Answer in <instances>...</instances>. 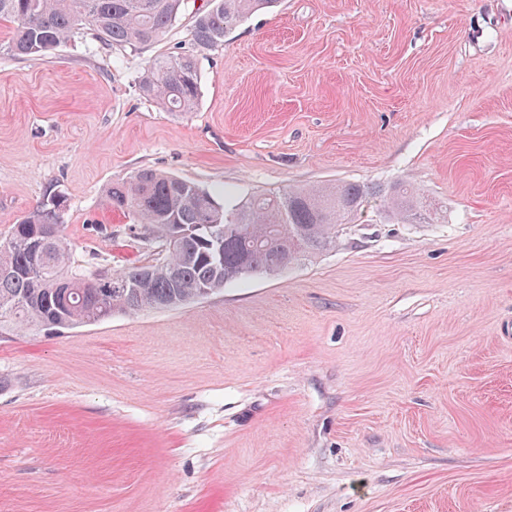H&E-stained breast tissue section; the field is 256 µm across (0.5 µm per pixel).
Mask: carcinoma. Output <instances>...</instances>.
Returning <instances> with one entry per match:
<instances>
[{
	"label": "carcinoma",
	"mask_w": 512,
	"mask_h": 512,
	"mask_svg": "<svg viewBox=\"0 0 512 512\" xmlns=\"http://www.w3.org/2000/svg\"><path fill=\"white\" fill-rule=\"evenodd\" d=\"M276 0H207L193 15L198 50L224 44V36L254 12ZM185 0H0V19L16 24L8 48L43 56L77 27L90 25L108 47L136 48L158 40L173 24ZM142 92L171 112L192 111L199 96L196 56L173 50L152 59L141 77ZM374 198L386 218L419 223L430 203L418 191L398 185L384 192L357 183L288 188L259 194L230 212L197 184L155 169H140L106 191L114 210L130 211L166 256L155 264L119 273L84 274L72 266L64 238L67 197L51 191L0 244V318L29 325L66 328L112 318L116 313L177 309L212 295L228 280L254 274L274 276L279 262L313 257L336 241V226L357 216ZM190 233L170 241V225ZM224 229V260L214 258L210 233ZM45 233L41 253L26 248Z\"/></svg>",
	"instance_id": "obj_1"
}]
</instances>
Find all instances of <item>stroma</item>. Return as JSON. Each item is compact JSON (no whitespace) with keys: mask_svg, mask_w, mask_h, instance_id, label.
<instances>
[{"mask_svg":"<svg viewBox=\"0 0 512 512\" xmlns=\"http://www.w3.org/2000/svg\"><path fill=\"white\" fill-rule=\"evenodd\" d=\"M82 26L42 57L0 20V239L44 194L87 272L164 256L110 183L140 168L233 209L260 191L413 185L336 245L175 310L0 332V512H512V0H278L198 53ZM152 59L141 77L142 92L170 112L192 111L199 96L196 56L182 48Z\"/></svg>","mask_w":512,"mask_h":512,"instance_id":"35a3bbf8","label":"stroma"}]
</instances>
